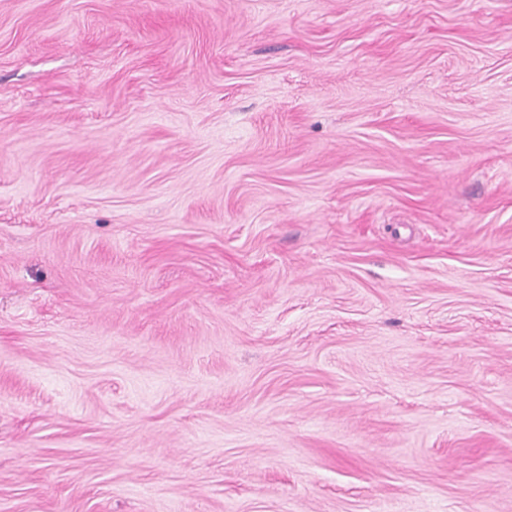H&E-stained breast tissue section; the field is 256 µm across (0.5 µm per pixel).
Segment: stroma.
Instances as JSON below:
<instances>
[{
	"mask_svg": "<svg viewBox=\"0 0 512 512\" xmlns=\"http://www.w3.org/2000/svg\"><path fill=\"white\" fill-rule=\"evenodd\" d=\"M0 512H512V0H0Z\"/></svg>",
	"mask_w": 512,
	"mask_h": 512,
	"instance_id": "obj_1",
	"label": "stroma"
}]
</instances>
